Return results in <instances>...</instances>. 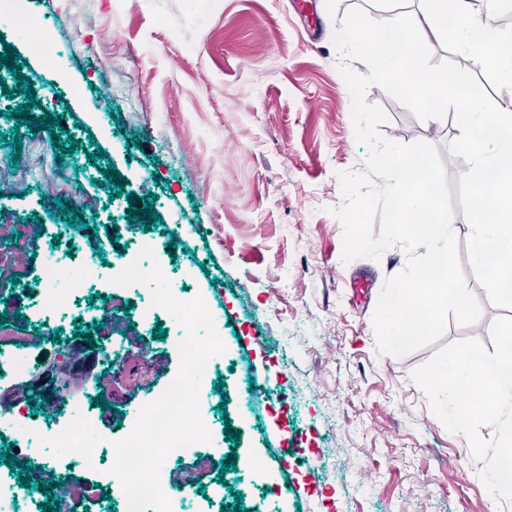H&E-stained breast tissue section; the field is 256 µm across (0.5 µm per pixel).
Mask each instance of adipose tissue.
Returning <instances> with one entry per match:
<instances>
[{"mask_svg": "<svg viewBox=\"0 0 512 512\" xmlns=\"http://www.w3.org/2000/svg\"><path fill=\"white\" fill-rule=\"evenodd\" d=\"M435 21L454 14L453 37L462 52L475 65L502 68L501 48L512 49V35L503 34L491 20L482 18L471 8L470 0H431Z\"/></svg>", "mask_w": 512, "mask_h": 512, "instance_id": "1", "label": "adipose tissue"}]
</instances>
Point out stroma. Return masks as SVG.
Listing matches in <instances>:
<instances>
[{
	"label": "stroma",
	"instance_id": "obj_1",
	"mask_svg": "<svg viewBox=\"0 0 512 512\" xmlns=\"http://www.w3.org/2000/svg\"><path fill=\"white\" fill-rule=\"evenodd\" d=\"M35 18L52 19L66 42L50 57L36 54L22 30L0 20V39L13 45L22 72L40 99L33 116H64L70 137L15 127L0 116V132L19 129V164L0 142V239L23 235L22 250L0 252V313L26 315L46 342L76 344V322L100 347L101 365L113 366L110 409L86 405L99 436H115L122 416L142 409L179 369L170 341L152 337L137 322L127 334L104 336L90 295L121 303L141 290L91 281L75 309L60 320V343L34 311L28 293L50 260H65L53 239L76 234L83 259H92L110 229L107 261L120 246L143 236L167 263L169 280L194 290L215 316L225 351L217 372L224 391L209 390L211 445L219 454L251 453L261 474L210 469L203 485L226 479L215 501L187 489L193 512H220L242 493L247 512H492L490 496L467 439L448 431L410 374L438 346L475 336L489 341L501 311L472 277L481 317L463 328L449 323L438 344L406 357L379 353L373 324L385 281L401 271L399 248L380 260L343 258V226L333 211L343 203L338 175L364 168L367 147L357 142L352 99L332 37L347 14L363 9L372 19L391 15L390 0H314L322 33L307 42L293 0H25ZM433 62L456 56L454 42L431 31L428 0H404ZM368 103L389 117L382 132L400 143L437 147L454 210L452 228L466 241L470 224L458 199L469 166L451 156L460 134L454 113L419 120L380 86ZM95 139L103 158L88 161L82 146ZM139 139L132 147L131 139ZM79 147L55 161L57 146ZM126 178L125 196L109 199L102 169ZM155 194L163 228L127 220V194ZM78 205L86 226L63 221L61 203ZM176 250H169V242ZM19 283H12V275ZM364 280L366 296L353 291ZM150 341L151 367L139 361L140 338ZM226 404L219 412L218 404ZM240 431L239 445L223 429ZM55 480L86 487L93 468L69 452L37 460Z\"/></svg>",
	"mask_w": 512,
	"mask_h": 512
}]
</instances>
